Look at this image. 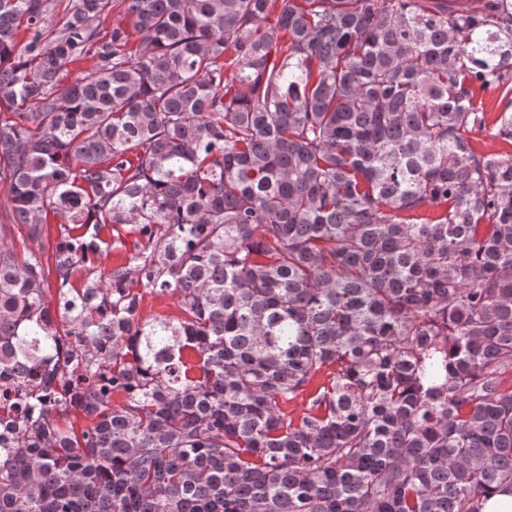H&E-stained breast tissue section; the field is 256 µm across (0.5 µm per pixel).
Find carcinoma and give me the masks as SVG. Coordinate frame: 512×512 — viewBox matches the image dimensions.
Instances as JSON below:
<instances>
[{
	"instance_id": "cac0c4a2",
	"label": "carcinoma",
	"mask_w": 512,
	"mask_h": 512,
	"mask_svg": "<svg viewBox=\"0 0 512 512\" xmlns=\"http://www.w3.org/2000/svg\"><path fill=\"white\" fill-rule=\"evenodd\" d=\"M56 2L0 0V512H482L512 0ZM180 309L175 297L172 296H147L143 302L142 316L166 315L176 317Z\"/></svg>"
}]
</instances>
